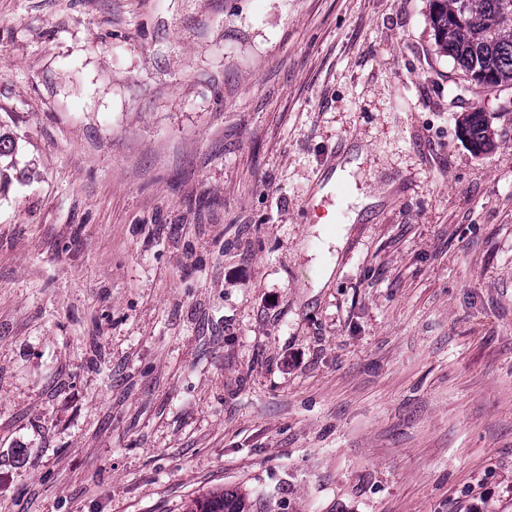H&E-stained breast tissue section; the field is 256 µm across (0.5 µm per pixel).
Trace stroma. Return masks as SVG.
Masks as SVG:
<instances>
[{
	"label": "stroma",
	"mask_w": 512,
	"mask_h": 512,
	"mask_svg": "<svg viewBox=\"0 0 512 512\" xmlns=\"http://www.w3.org/2000/svg\"><path fill=\"white\" fill-rule=\"evenodd\" d=\"M431 7L0 0V512H512V88ZM459 128L475 152H484L492 146L493 133L484 112L479 110L467 112L459 121ZM252 507L247 494L223 490L194 500L187 512H251Z\"/></svg>",
	"instance_id": "35a3bbf8"
}]
</instances>
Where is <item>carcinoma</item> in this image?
Returning a JSON list of instances; mask_svg holds the SVG:
<instances>
[{"mask_svg":"<svg viewBox=\"0 0 512 512\" xmlns=\"http://www.w3.org/2000/svg\"><path fill=\"white\" fill-rule=\"evenodd\" d=\"M430 25L440 52L451 57L478 86L512 85V0H433ZM461 134L476 152L492 146L485 113L474 110L459 121ZM248 495L211 492L187 512H251Z\"/></svg>","mask_w":512,"mask_h":512,"instance_id":"cac0c4a2","label":"carcinoma"}]
</instances>
